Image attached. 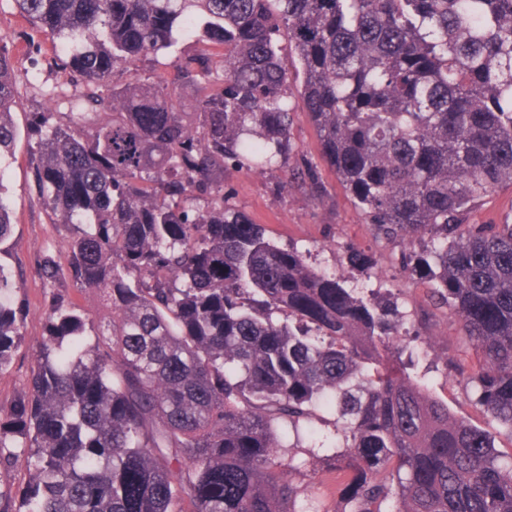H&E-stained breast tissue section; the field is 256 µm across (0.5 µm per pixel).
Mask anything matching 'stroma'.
Segmentation results:
<instances>
[{"label": "stroma", "instance_id": "35a3bbf8", "mask_svg": "<svg viewBox=\"0 0 512 512\" xmlns=\"http://www.w3.org/2000/svg\"><path fill=\"white\" fill-rule=\"evenodd\" d=\"M27 28L12 0H0V38L11 45L16 77L21 86L22 105L14 113V120L20 126L24 125L26 108L32 103L54 108L53 95L64 80L55 65L57 51L54 44L40 33L34 38H25ZM33 40L42 46V59L38 76L30 80L26 73L32 66L29 43ZM279 176V171L269 169L233 176L235 202L251 223L265 225L280 243H289L309 252L313 262L330 272L339 269L341 261L350 252L368 255L373 267L369 273L356 274L358 284L379 291L385 300H396L414 324L433 318L438 329L450 338L447 345L450 355L467 365L475 364L476 357L466 338L456 331L449 310L431 311L425 302L424 285L404 281L399 274L394 258L401 252L402 242L385 244L376 241L331 171L323 173L329 195L323 204L273 194L269 185ZM0 184L6 189L13 223L8 264L14 275L16 295L26 308L24 340L9 375L0 376V404L7 406L24 389L31 354L43 334L44 312L52 293L63 294L75 307L87 313L99 316L103 310L99 294L74 288L69 281H60L53 290L44 285L38 259L48 253L57 264L66 265L67 237L62 227L53 223L33 187L26 144H19L13 158L0 168ZM437 354V349L418 347L415 363L409 368L411 378L424 384L433 395L447 402L452 411L469 418L472 424L487 427L488 419L476 403L474 389L449 382L448 370Z\"/></svg>", "mask_w": 512, "mask_h": 512}]
</instances>
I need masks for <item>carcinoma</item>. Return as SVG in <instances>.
<instances>
[{
    "mask_svg": "<svg viewBox=\"0 0 512 512\" xmlns=\"http://www.w3.org/2000/svg\"><path fill=\"white\" fill-rule=\"evenodd\" d=\"M13 3L72 91L19 129L0 42V166L26 138L69 232L44 281L99 293L112 328L62 296L45 312L25 390L0 404V474L21 456L30 474L0 484V512H299L308 467L336 481L316 512H512V461L407 372L413 340L444 337L278 245L227 180L277 169L280 194L328 200L292 139L297 90L324 162L375 239L408 244L401 274L451 311L477 357L465 379L512 435V216L466 221L512 187V0ZM186 37L223 53L141 77ZM119 69L128 82L111 81ZM25 315L0 260V376ZM172 61L173 58L165 54L150 55L140 63V68L143 70L144 77H150L151 80L158 78L171 79L174 72Z\"/></svg>",
    "mask_w": 512,
    "mask_h": 512,
    "instance_id": "cac0c4a2",
    "label": "carcinoma"
}]
</instances>
